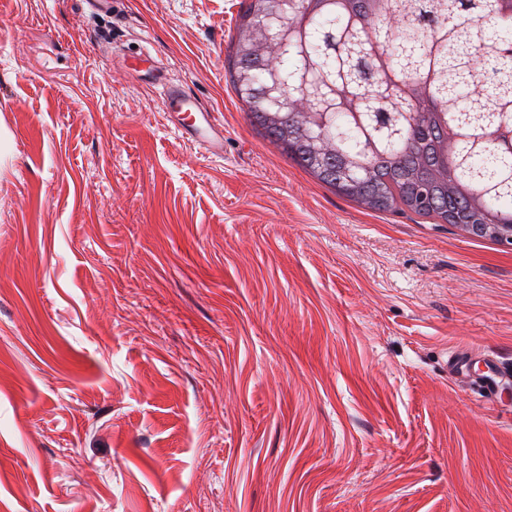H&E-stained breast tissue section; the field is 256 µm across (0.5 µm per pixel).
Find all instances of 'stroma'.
Returning a JSON list of instances; mask_svg holds the SVG:
<instances>
[{"mask_svg":"<svg viewBox=\"0 0 512 512\" xmlns=\"http://www.w3.org/2000/svg\"><path fill=\"white\" fill-rule=\"evenodd\" d=\"M243 0H0V512H512V247L359 211L224 80ZM224 126L205 156L123 57ZM475 358L484 363V371H471L470 366ZM448 375L455 382L464 384L469 390L474 391L481 400L500 404V389L512 376V366H506L492 356L479 354L473 350L455 349L448 355Z\"/></svg>","mask_w":512,"mask_h":512,"instance_id":"35a3bbf8","label":"stroma"}]
</instances>
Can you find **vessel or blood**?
Returning a JSON list of instances; mask_svg holds the SVG:
<instances>
[{"instance_id":"vessel-or-blood-1","label":"vessel or blood","mask_w":512,"mask_h":512,"mask_svg":"<svg viewBox=\"0 0 512 512\" xmlns=\"http://www.w3.org/2000/svg\"><path fill=\"white\" fill-rule=\"evenodd\" d=\"M124 68L128 74L147 78L149 84L158 88L165 112L184 139L213 157H223V126L190 91L166 81L149 48H139L125 58ZM448 375L474 391L481 400L498 404L502 401L505 381L512 378V366L488 355L477 356L472 350L456 349L448 355Z\"/></svg>"}]
</instances>
